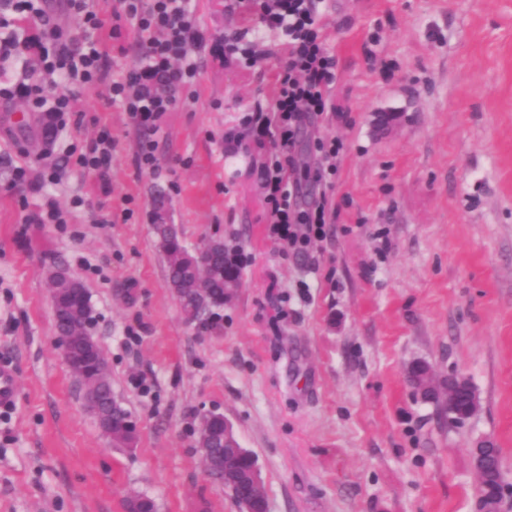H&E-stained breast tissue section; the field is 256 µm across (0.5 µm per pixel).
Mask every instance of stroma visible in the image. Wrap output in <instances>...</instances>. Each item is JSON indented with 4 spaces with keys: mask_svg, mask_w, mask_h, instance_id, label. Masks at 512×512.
I'll return each instance as SVG.
<instances>
[{
    "mask_svg": "<svg viewBox=\"0 0 512 512\" xmlns=\"http://www.w3.org/2000/svg\"><path fill=\"white\" fill-rule=\"evenodd\" d=\"M190 5L208 32L245 25L241 0ZM319 11L338 109L305 119L291 177L330 196L333 219L304 253L268 234L267 149L225 138L271 103L282 33L259 31L250 71L203 70L155 136L154 171L138 169L142 134L102 86L49 148L22 101L0 102V362L18 381L0 410V512H126L136 494L158 512H239L193 446L210 412L256 458L268 512H480L472 449L487 439L512 505V0ZM105 129V178L74 166L50 182ZM330 138L344 144L331 187L304 174ZM160 188L188 250L220 238L243 259L219 328L186 322L167 286L149 219ZM57 264L90 295L132 447L108 444L62 357ZM416 362L467 379L476 414L420 398Z\"/></svg>",
    "mask_w": 512,
    "mask_h": 512,
    "instance_id": "stroma-1",
    "label": "stroma"
}]
</instances>
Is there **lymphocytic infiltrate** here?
Masks as SVG:
<instances>
[{"instance_id": "obj_1", "label": "lymphocytic infiltrate", "mask_w": 512, "mask_h": 512, "mask_svg": "<svg viewBox=\"0 0 512 512\" xmlns=\"http://www.w3.org/2000/svg\"><path fill=\"white\" fill-rule=\"evenodd\" d=\"M264 27L283 30V63L275 77L270 111L246 115L234 133L240 141L256 134L269 147L262 178L265 221L272 236L304 250L325 234L330 202L320 197L299 206L287 178L294 148L309 115L334 111L336 59L321 35L316 0H257ZM141 41L139 57L118 79H109L112 57L124 54L130 31ZM265 51L243 33L213 35L203 29L189 0H116L110 19H101L91 0H0V99H22L30 111L56 120L75 109L84 88L104 86L140 129L157 132L167 113L193 99L191 88L205 66H254ZM38 60L39 81L6 80L4 61Z\"/></svg>"}]
</instances>
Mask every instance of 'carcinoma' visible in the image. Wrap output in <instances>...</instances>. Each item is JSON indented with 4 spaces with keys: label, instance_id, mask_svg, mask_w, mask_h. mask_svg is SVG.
<instances>
[{
    "label": "carcinoma",
    "instance_id": "carcinoma-1",
    "mask_svg": "<svg viewBox=\"0 0 512 512\" xmlns=\"http://www.w3.org/2000/svg\"><path fill=\"white\" fill-rule=\"evenodd\" d=\"M154 208L159 217L152 219V226L165 263L168 286L179 289L176 298L187 319L199 321L204 313L224 307V302L239 288L241 258L226 249L224 241L211 240L205 245L207 261H200L198 253L183 245L175 225L169 223L164 194H157ZM62 269L64 266L58 265L46 275L57 334L69 336L74 341L73 372L86 392H95L99 397V408L90 410V413L103 436L116 448L129 447L136 438V423L112 393L108 362L102 357L95 338L86 335L93 321L89 296L85 293L78 299L69 298L65 282L56 277L57 271ZM220 428L221 421L217 417H203L196 432L194 445L206 475L214 482H222L224 468L227 467L239 479L237 494L265 495L262 486L248 482L253 457L240 451L236 442L229 441L217 455L208 456L206 448L210 437ZM144 507L152 512L157 510L155 500L146 495H134L126 502V508L131 512H138Z\"/></svg>",
    "mask_w": 512,
    "mask_h": 512
}]
</instances>
